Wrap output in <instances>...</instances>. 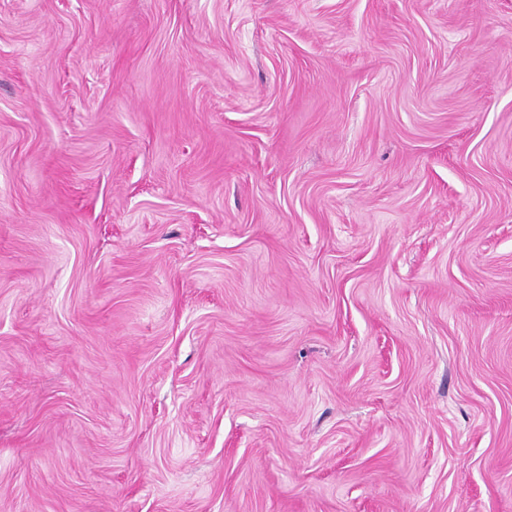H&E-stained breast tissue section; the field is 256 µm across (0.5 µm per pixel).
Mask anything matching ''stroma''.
<instances>
[{
	"label": "stroma",
	"mask_w": 512,
	"mask_h": 512,
	"mask_svg": "<svg viewBox=\"0 0 512 512\" xmlns=\"http://www.w3.org/2000/svg\"><path fill=\"white\" fill-rule=\"evenodd\" d=\"M0 512H512V0H0Z\"/></svg>",
	"instance_id": "obj_1"
}]
</instances>
